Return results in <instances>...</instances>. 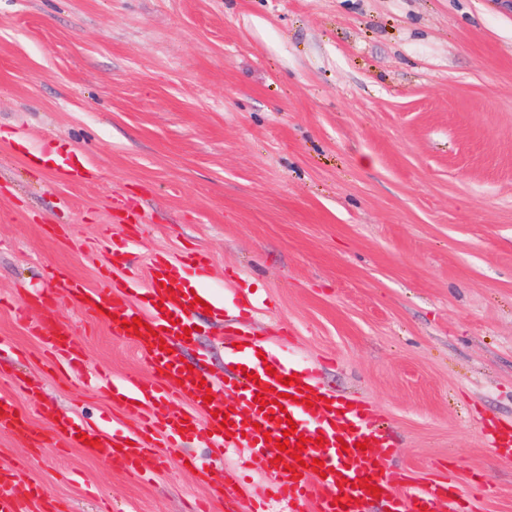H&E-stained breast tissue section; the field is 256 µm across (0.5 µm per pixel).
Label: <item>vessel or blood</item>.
I'll return each mask as SVG.
<instances>
[{"mask_svg":"<svg viewBox=\"0 0 512 512\" xmlns=\"http://www.w3.org/2000/svg\"><path fill=\"white\" fill-rule=\"evenodd\" d=\"M179 266L167 259L153 257L148 267L147 288L135 284L120 285L110 277H101L98 287L54 271L53 276L77 306L94 315L111 313L114 335L132 342L154 373L153 379L130 375L113 387L112 395L137 415L139 422L126 435L117 437L90 430L78 440L81 423L64 414H51L55 432L71 447L84 448L87 454L110 457L114 466L131 474L145 475L160 464L158 450L149 438L162 437L167 448H178L184 439L196 437L215 448V464L222 465L224 451L244 446L253 455L273 460L279 454L276 438L296 444L306 442L300 458L289 459L287 466L273 469L269 497L253 512H296L306 502L311 512H364L371 496L367 485L380 488V498L389 512H443L453 496L451 486L430 482L416 487L393 480L385 463L393 449L385 437L371 425V412L354 400L324 401L315 389L312 373L299 372L280 356L266 359L255 356L263 347L262 337L246 325L226 326L228 358L246 368V376L225 385L205 387L198 371L188 370L175 353L173 339L189 326V318L199 311L190 289L180 287ZM140 318L139 329L129 328L132 318ZM35 332L43 336L50 349L77 359L65 325L39 324ZM296 376V383L283 379ZM212 401H205V394ZM179 398L187 412L173 417L166 410L168 400ZM297 432L286 435L288 423ZM0 430L34 441L38 434L23 418L11 396L0 394ZM489 446L504 463L512 462V430L491 434ZM11 474L0 472V512H29L27 500L11 490Z\"/></svg>","mask_w":512,"mask_h":512,"instance_id":"b4317fda","label":"vessel or blood"}]
</instances>
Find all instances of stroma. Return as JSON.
Returning a JSON list of instances; mask_svg holds the SVG:
<instances>
[{
    "instance_id": "stroma-1",
    "label": "stroma",
    "mask_w": 512,
    "mask_h": 512,
    "mask_svg": "<svg viewBox=\"0 0 512 512\" xmlns=\"http://www.w3.org/2000/svg\"><path fill=\"white\" fill-rule=\"evenodd\" d=\"M66 151L85 179L46 163ZM105 228L134 241L118 281L210 256L224 312L192 317L187 364L223 377L231 322L283 337L322 390L370 402L395 477L512 512L485 443L512 424V0H0V393L46 438L0 430V468L45 512H250L262 459L218 501L219 470L182 463L203 443L142 479L56 435L53 412L126 431L107 383L152 373L50 289L52 267L96 286ZM39 320L81 372L52 368ZM34 332L37 335L44 336L48 347L53 351L68 355L71 362L80 361L79 354L70 340L69 331L65 325L42 323L35 328Z\"/></svg>"
}]
</instances>
